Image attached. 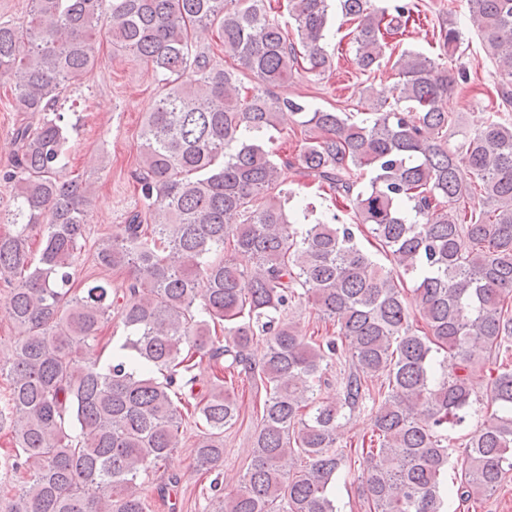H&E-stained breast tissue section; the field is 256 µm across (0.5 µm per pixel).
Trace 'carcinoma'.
Masks as SVG:
<instances>
[{"mask_svg":"<svg viewBox=\"0 0 512 512\" xmlns=\"http://www.w3.org/2000/svg\"><path fill=\"white\" fill-rule=\"evenodd\" d=\"M332 2L287 0L294 41L265 0H28L23 20L0 21V78L31 114L0 172L15 189L12 208L0 211V224L14 227L0 234V280L18 333L14 359L0 366L9 383L0 424L10 420L21 472L0 512H147L139 478L183 447L185 418L202 422L197 470L224 457V432L241 416L237 379L265 399L251 466L216 512H336V475L357 453L373 512H445L446 431L470 414L471 350L496 358L512 336V120L493 112L449 146L443 101L458 81L448 63L464 41L451 21L440 25V53H398L395 95L369 92L362 119L277 95L302 71L331 69ZM468 3L485 52L505 66L497 94L509 105L512 0ZM339 7L367 76L418 12L409 0L391 10L373 0ZM212 27L230 69L195 44L196 31ZM103 28L113 52L152 68L162 94L140 134V209L99 240V273L77 285L91 187L58 177L69 135L58 102L94 68ZM288 115L303 146L279 162L268 144ZM283 166L351 223L334 214L308 224L310 203L305 223L292 220L296 192L280 181ZM355 227L392 267L358 246ZM408 276L417 282L414 322ZM301 300L337 323L335 337L308 338L288 319ZM112 318L124 341L103 364L82 357ZM343 354L353 370L338 397L324 399L323 370ZM205 358L212 381L197 392ZM366 399L376 444L361 453L337 446L345 410ZM490 401L498 410L462 457L456 494L466 504L512 473V367L499 364Z\"/></svg>","mask_w":512,"mask_h":512,"instance_id":"obj_1","label":"carcinoma"}]
</instances>
